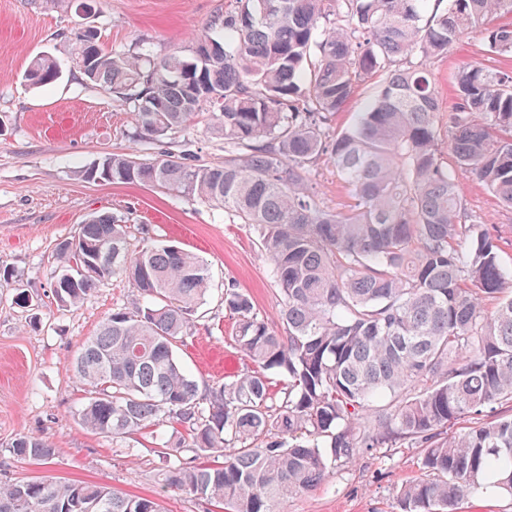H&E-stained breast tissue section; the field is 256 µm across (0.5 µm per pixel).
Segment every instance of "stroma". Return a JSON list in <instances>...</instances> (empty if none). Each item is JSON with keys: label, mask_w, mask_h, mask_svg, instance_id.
<instances>
[{"label": "stroma", "mask_w": 512, "mask_h": 512, "mask_svg": "<svg viewBox=\"0 0 512 512\" xmlns=\"http://www.w3.org/2000/svg\"><path fill=\"white\" fill-rule=\"evenodd\" d=\"M236 7V0H0V483H95L155 498L162 512H217L210 501L161 490L167 461L158 441L172 434L171 424L112 439L79 423L88 388L66 367L113 310L141 303L140 294L125 278L112 277L69 310L58 305L51 283L58 243L72 239L91 216L124 217L132 246L176 245L210 265V290L178 349L188 371L218 385L252 370L231 338L234 318L224 309V286L231 282L249 294L272 322L282 302L270 262L248 225L195 196L81 175L113 153L223 164L224 140L212 132V112L196 113L189 126L165 136L142 137L133 105L87 80L74 60V34L85 26L96 30L107 51L156 60L175 51L187 56L214 17ZM42 53L61 61L63 73L35 88L24 73ZM467 64L512 71V57L486 52L480 33H462L447 56L430 63L441 108L453 104V75ZM453 176L472 223L497 228L503 266L512 272V209L468 173ZM310 179L324 206L348 204L347 187L327 158L312 165ZM23 292L32 296V306L19 303ZM25 434L47 436L54 458L38 464L14 456L10 444ZM420 459V449L405 445L363 450L276 510L403 512L398 491L420 475Z\"/></svg>", "instance_id": "stroma-1"}]
</instances>
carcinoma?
<instances>
[{
  "mask_svg": "<svg viewBox=\"0 0 512 512\" xmlns=\"http://www.w3.org/2000/svg\"><path fill=\"white\" fill-rule=\"evenodd\" d=\"M440 3L239 0L203 35L218 57L191 73V58L178 52L158 61L105 52L91 31L75 33L79 68L135 103L140 134L182 129L208 104L226 152L222 166L112 154L82 176L158 185L223 207L257 233L282 301L274 325L227 283L232 339L255 369L202 386L177 349L207 290L206 261L173 245L134 249L124 220L111 214L59 244L53 293L61 305L78 307L116 275L145 298L112 312L70 371L89 387L78 417L95 433L129 436L164 419L188 431L187 440L161 443L174 460L164 486L227 512H275L362 449L406 442L422 449V472L399 490L404 512H457L479 491L512 498V414L453 430L466 415L512 402V275L494 229L466 223L446 162L451 155L512 209V73L472 65L455 73L444 147L430 69L469 29L487 52L512 55V25L491 23L512 14V0ZM60 74L41 55L25 79L42 87ZM369 81L378 91L365 110L333 127ZM192 84L212 96L191 93ZM323 156L350 188L344 211L311 191L310 167ZM272 375L286 378L277 402ZM231 443L223 464L205 462ZM11 448L34 462L55 455L41 434ZM0 512L161 508L102 485L30 479L0 485Z\"/></svg>",
  "mask_w": 512,
  "mask_h": 512,
  "instance_id": "1",
  "label": "carcinoma"
}]
</instances>
